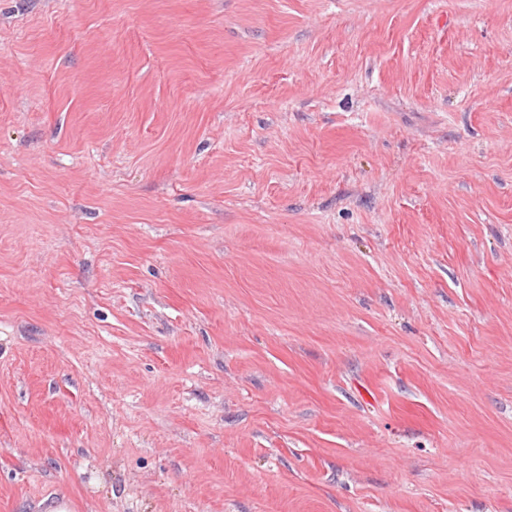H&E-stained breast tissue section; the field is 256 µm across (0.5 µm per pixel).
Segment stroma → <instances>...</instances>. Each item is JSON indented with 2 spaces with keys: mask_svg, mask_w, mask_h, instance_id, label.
<instances>
[{
  "mask_svg": "<svg viewBox=\"0 0 512 512\" xmlns=\"http://www.w3.org/2000/svg\"><path fill=\"white\" fill-rule=\"evenodd\" d=\"M0 512H512V0H0Z\"/></svg>",
  "mask_w": 512,
  "mask_h": 512,
  "instance_id": "obj_1",
  "label": "stroma"
}]
</instances>
